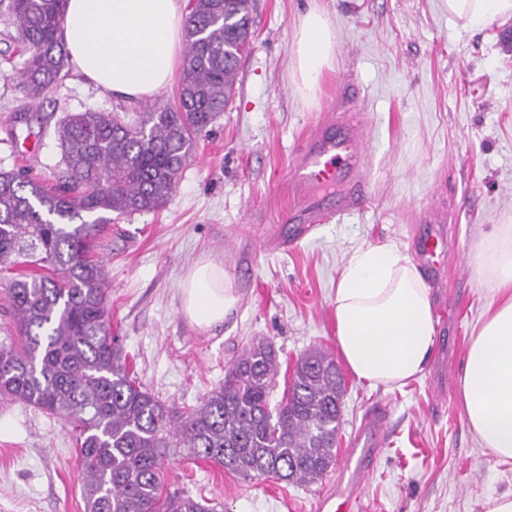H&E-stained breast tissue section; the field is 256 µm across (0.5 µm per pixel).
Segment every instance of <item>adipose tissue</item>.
<instances>
[{
    "mask_svg": "<svg viewBox=\"0 0 512 512\" xmlns=\"http://www.w3.org/2000/svg\"><path fill=\"white\" fill-rule=\"evenodd\" d=\"M463 26L512 18V0H445ZM184 0H68L64 40L76 70L103 89L150 98L178 63ZM300 91L315 97L335 52L325 11H305L294 33ZM491 296L459 376L465 422L480 448L512 461V226L499 224L471 253ZM181 313L206 332L239 296L223 262L205 257L180 283ZM336 342L349 371L368 386L401 388L422 378L435 348L430 290L396 244H367L343 265L333 298Z\"/></svg>",
    "mask_w": 512,
    "mask_h": 512,
    "instance_id": "obj_1",
    "label": "adipose tissue"
}]
</instances>
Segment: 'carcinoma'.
<instances>
[{
	"instance_id": "cac0c4a2",
	"label": "carcinoma",
	"mask_w": 512,
	"mask_h": 512,
	"mask_svg": "<svg viewBox=\"0 0 512 512\" xmlns=\"http://www.w3.org/2000/svg\"><path fill=\"white\" fill-rule=\"evenodd\" d=\"M67 0H0V76L27 112L68 74ZM173 107L70 112L56 125L65 172L47 184L0 170V272L16 336L0 341V396L65 415L76 432L85 512H214L164 490L172 449L245 480L311 484L336 461L344 380L320 347L297 357L275 409L272 341L253 340L224 382L176 411L144 389L112 335L108 274L96 238L112 218L157 211L199 135L229 104L250 48L249 0H192ZM23 58L21 67L14 55Z\"/></svg>"
}]
</instances>
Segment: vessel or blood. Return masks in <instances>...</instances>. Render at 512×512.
Returning a JSON list of instances; mask_svg holds the SVG:
<instances>
[{"mask_svg": "<svg viewBox=\"0 0 512 512\" xmlns=\"http://www.w3.org/2000/svg\"><path fill=\"white\" fill-rule=\"evenodd\" d=\"M360 89L351 80L340 83L325 118L301 140L284 177L293 203L287 214L288 243H295L315 225L361 210L367 200L369 121L359 104ZM424 232L416 254L438 287H446L444 255L448 249V206L433 200L414 215ZM385 407L376 408L358 433L363 445L348 449L336 487L322 495L318 512H361V489L386 440Z\"/></svg>", "mask_w": 512, "mask_h": 512, "instance_id": "b4317fda", "label": "vessel or blood"}]
</instances>
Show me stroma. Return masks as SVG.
Wrapping results in <instances>:
<instances>
[{
    "label": "stroma",
    "instance_id": "obj_1",
    "mask_svg": "<svg viewBox=\"0 0 512 512\" xmlns=\"http://www.w3.org/2000/svg\"><path fill=\"white\" fill-rule=\"evenodd\" d=\"M317 4L336 31L335 56L315 99L295 81L293 28ZM252 40L232 102L199 139L175 191L157 212L109 224L97 254L109 278L112 332L138 381L178 410L197 405L256 338L271 340L282 398L296 358L311 347L338 356L333 298L350 253L393 243L414 255L413 210L437 197L455 214L448 233V322L436 345L445 372L429 365L401 389L371 388L344 372L338 449L348 448L377 403L387 406V438L364 489L366 512H486L512 491V462L479 448L461 412L459 376L489 301L469 254L493 225H512V19L462 27L445 0H251ZM355 80L370 117V169L363 209L316 226L288 249L267 235L290 208L282 178L306 131L321 120L339 83ZM171 82L152 101L123 97L77 71L47 93L40 117L0 78V169L32 168L53 181L64 173L58 120L85 108L142 112L174 103ZM35 160H28V150ZM223 260L240 302L203 333L180 312V279L198 259ZM167 491L217 505L219 512H315L335 469L301 486L248 481L174 449ZM0 512H85L72 427L65 419L0 398Z\"/></svg>",
    "mask_w": 512,
    "mask_h": 512
}]
</instances>
